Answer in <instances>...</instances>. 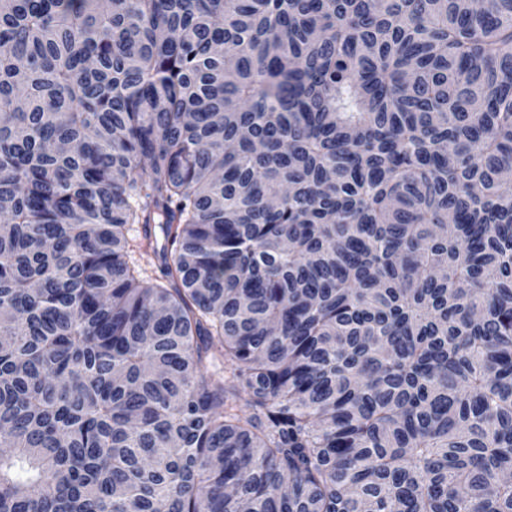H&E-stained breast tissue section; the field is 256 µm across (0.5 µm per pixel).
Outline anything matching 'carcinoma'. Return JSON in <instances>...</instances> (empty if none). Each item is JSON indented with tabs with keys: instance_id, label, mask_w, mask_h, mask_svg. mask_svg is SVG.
Segmentation results:
<instances>
[{
	"instance_id": "obj_1",
	"label": "carcinoma",
	"mask_w": 512,
	"mask_h": 512,
	"mask_svg": "<svg viewBox=\"0 0 512 512\" xmlns=\"http://www.w3.org/2000/svg\"><path fill=\"white\" fill-rule=\"evenodd\" d=\"M510 173L512 0H0V512H512Z\"/></svg>"
}]
</instances>
